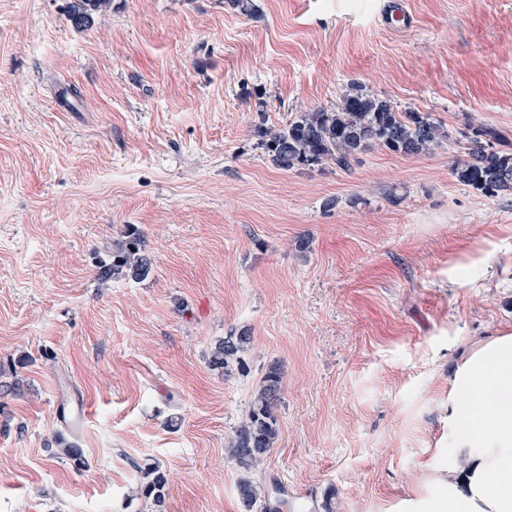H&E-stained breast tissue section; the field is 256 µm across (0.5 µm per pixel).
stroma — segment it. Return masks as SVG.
I'll use <instances>...</instances> for the list:
<instances>
[{
	"label": "stroma",
	"mask_w": 512,
	"mask_h": 512,
	"mask_svg": "<svg viewBox=\"0 0 512 512\" xmlns=\"http://www.w3.org/2000/svg\"><path fill=\"white\" fill-rule=\"evenodd\" d=\"M67 2L0 0V512H418L455 371L512 336V194L452 174L477 127L512 153V0H407L401 30L387 0H110L86 30ZM357 87L445 139L269 161L267 132ZM129 230L148 276L101 277ZM242 332L245 371L213 370ZM272 370L248 472L230 446Z\"/></svg>",
	"instance_id": "1"
}]
</instances>
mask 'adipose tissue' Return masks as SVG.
I'll return each mask as SVG.
<instances>
[{
	"label": "adipose tissue",
	"mask_w": 512,
	"mask_h": 512,
	"mask_svg": "<svg viewBox=\"0 0 512 512\" xmlns=\"http://www.w3.org/2000/svg\"><path fill=\"white\" fill-rule=\"evenodd\" d=\"M448 425L446 491L425 512H512V336L481 347L455 375Z\"/></svg>",
	"instance_id": "adipose-tissue-1"
}]
</instances>
